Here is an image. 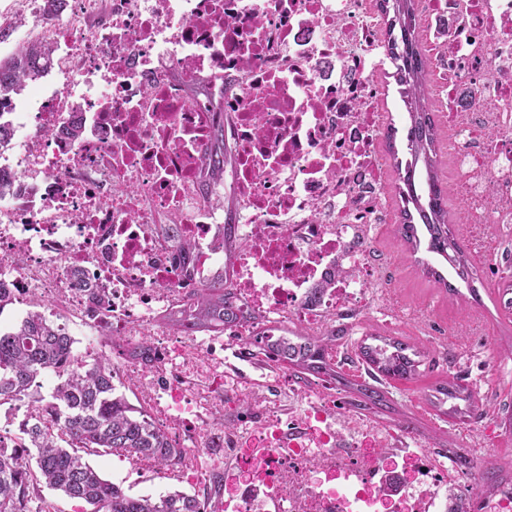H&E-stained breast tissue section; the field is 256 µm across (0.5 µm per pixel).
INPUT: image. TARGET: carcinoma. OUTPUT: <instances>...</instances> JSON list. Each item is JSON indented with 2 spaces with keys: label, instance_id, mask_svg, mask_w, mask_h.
Segmentation results:
<instances>
[{
  "label": "carcinoma",
  "instance_id": "1",
  "mask_svg": "<svg viewBox=\"0 0 512 512\" xmlns=\"http://www.w3.org/2000/svg\"><path fill=\"white\" fill-rule=\"evenodd\" d=\"M42 17L50 21L67 6V0H42ZM378 0L377 8L386 20L384 47L395 72L392 77L400 86L399 94L410 117L407 149L411 159L398 160L395 141L398 129L390 127L388 151L395 168L405 169L404 187L398 195L399 231L412 251H425L443 258L464 283H470L473 271L459 241L450 231L454 223L441 186L437 161V126L427 107L425 89L431 68L430 60L419 49V24L416 0L407 4L404 19L389 16ZM54 46L39 37L16 44L0 57V103L20 95L30 82L51 64ZM203 181L199 192L206 198L211 183L224 178V165L232 155L224 141V123L210 128L202 149ZM166 231L175 258L185 264L191 260L194 245L182 234L180 225L168 224ZM338 269L314 284L309 301L322 296L336 281ZM31 309L15 325L0 330V405L20 404L27 407L20 424L23 437L15 448L0 446V512H50L51 505L33 487L40 483L64 496L92 506L91 512H207L208 494L188 493L175 489L158 497L128 495L122 487L105 479L79 453H118L140 455L156 467L179 464L184 449L157 425L145 409L132 405L121 391L125 384L114 382L112 352L100 350L92 363L70 367L74 338L65 325L41 311L43 304L29 296ZM263 315L256 309L241 306L236 289L219 273L207 284L193 289L185 305L169 308L163 315L165 324L184 334L222 333L239 327L251 329L248 344L256 352L296 373L307 374L323 382H337L352 390L350 406L369 410L383 405L384 393L364 384L354 383L336 371L332 352L345 337V329L330 325L320 335L293 329L273 330L261 327ZM373 343H361L359 356L371 376L405 378L417 371L423 356L415 344L393 336H373ZM122 354L146 367L153 363L155 349L148 336L128 343ZM60 375L59 382L44 395L39 378L45 372ZM478 391L452 377L433 389L431 404L438 408L450 399L469 402L466 413L478 415Z\"/></svg>",
  "mask_w": 512,
  "mask_h": 512
}]
</instances>
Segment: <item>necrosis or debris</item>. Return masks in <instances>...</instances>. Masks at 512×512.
<instances>
[{
    "label": "necrosis or debris",
    "mask_w": 512,
    "mask_h": 512,
    "mask_svg": "<svg viewBox=\"0 0 512 512\" xmlns=\"http://www.w3.org/2000/svg\"><path fill=\"white\" fill-rule=\"evenodd\" d=\"M44 34L58 56L25 100L0 105L15 142L0 171L24 187L0 198V273L17 297L47 288L55 307L87 311L88 291L112 296L117 336L155 335L152 318L205 284L224 261L214 245L219 208L197 193L210 127L229 120L238 158L229 188L237 232L250 243L230 271L248 307L323 328L338 311L375 307L374 271L353 240L382 210L373 177L378 127L373 74L387 61L365 0H77ZM462 23L441 58L468 80L471 112L512 122V0H447ZM236 89L224 91L225 80ZM81 124L71 142L66 130ZM263 139H256V131ZM470 222L491 224L481 187L512 174V149L492 141L462 154ZM181 225L197 246L183 276L160 227ZM336 287L317 304L309 289L333 267ZM217 336L156 345L143 400L188 447L179 474L222 477L219 512H448L446 463L406 435L374 427L335 398L309 393L303 408L272 407L234 391ZM248 405L256 418L225 431L227 456L196 450L195 414Z\"/></svg>",
    "instance_id": "obj_1"
}]
</instances>
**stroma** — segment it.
<instances>
[{"instance_id": "stroma-1", "label": "stroma", "mask_w": 512, "mask_h": 512, "mask_svg": "<svg viewBox=\"0 0 512 512\" xmlns=\"http://www.w3.org/2000/svg\"><path fill=\"white\" fill-rule=\"evenodd\" d=\"M420 48L436 59L446 48L448 32L454 26L442 0H419ZM386 66L373 76L381 94L375 111L382 119L375 137L377 170L382 189L384 221L376 225L367 246L368 261L378 274L381 290L377 310H352L345 324L346 341L336 349V361L350 379L364 382L369 375L358 357L363 339L378 332L417 344L425 353L419 373L409 380L379 379L387 408L368 413L373 424L403 433L434 453L447 452L449 445L479 448L483 461L468 460L457 473V488L471 503H478L487 490V480L498 474L512 479V216L502 224L456 223L454 231L464 245L472 270L473 284L457 278L448 264L440 269L447 279L439 285L422 271L398 230L402 203L396 192L399 175L393 153H405L406 140L397 136L395 152H388L386 136L390 127L405 128L408 114L392 73ZM468 83L448 79L440 67L428 77V104L438 126V176L450 211H457L465 180L455 146V113L448 110L449 96H465ZM464 293V301H453L450 287ZM224 369L240 384L256 388L272 381L273 369L253 355L243 337L224 336ZM458 377L461 384L477 388L490 406L485 419L447 417L427 400L437 381ZM89 462L109 481L133 496H156L185 484L174 471L149 469L138 473L125 457L97 455Z\"/></svg>"}]
</instances>
